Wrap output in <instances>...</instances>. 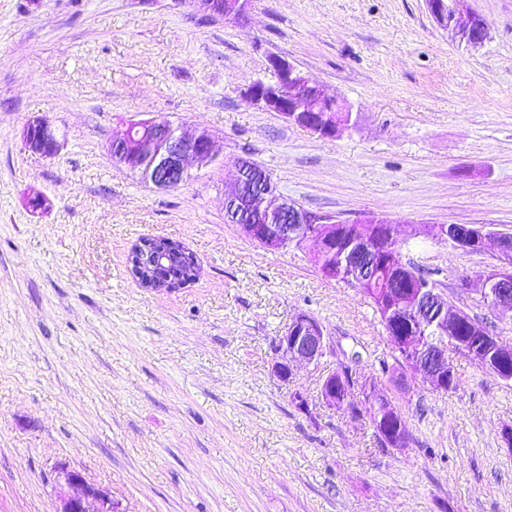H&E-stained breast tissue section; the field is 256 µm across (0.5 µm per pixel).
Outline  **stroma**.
<instances>
[{
    "label": "stroma",
    "mask_w": 512,
    "mask_h": 512,
    "mask_svg": "<svg viewBox=\"0 0 512 512\" xmlns=\"http://www.w3.org/2000/svg\"><path fill=\"white\" fill-rule=\"evenodd\" d=\"M458 9L486 21L481 46L425 0H254L240 22L192 0H0V512H55L61 467L126 512H512V382L454 351L456 390L396 389L358 289L322 277L311 249L269 252L224 220L245 158L310 212L512 233V0ZM274 53L357 128L323 138L251 105ZM41 116L59 132L50 159L23 143ZM156 116L207 129L216 161L168 190L115 164L112 137ZM147 237L188 248L196 280L142 287L130 257ZM406 257L512 345V318L466 288L494 250L419 237ZM301 313L334 351L284 382L275 340ZM343 361L401 411L404 453L368 412L321 403Z\"/></svg>",
    "instance_id": "1"
}]
</instances>
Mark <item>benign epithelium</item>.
<instances>
[{"instance_id": "1", "label": "benign epithelium", "mask_w": 512, "mask_h": 512, "mask_svg": "<svg viewBox=\"0 0 512 512\" xmlns=\"http://www.w3.org/2000/svg\"><path fill=\"white\" fill-rule=\"evenodd\" d=\"M434 21L444 30H449L470 46H477L487 37L488 26L479 16H472L462 22L458 17L459 0H425ZM199 9L229 21L246 18L252 0H193ZM268 68L275 74L276 81L251 82L245 97L254 106L268 112H275L290 123L305 127L314 133L331 138L339 134L344 125H354L349 120L327 121L325 113L339 110L351 111L350 106L339 105V100L325 95L320 84L288 59L271 54L267 59ZM25 147L43 158L56 155L59 144L53 123L44 117L27 123L23 131ZM109 152L114 163L123 165L139 174L158 189H170L187 176L191 167H208L215 161L213 138L200 129L188 132L166 119L151 118L128 124L125 131L112 139ZM230 190L224 194V210L227 222L239 227L248 239L269 251H280L290 244L305 245L313 240L318 251L324 252L336 241L341 221L328 214L306 211L276 192L270 184L268 174L256 167L249 169L245 160H238L229 175ZM249 214L257 220L245 224L242 214ZM386 217L369 215L357 222L352 230L348 246V279L353 285L367 280L374 271L375 263L383 250L380 244L397 238V232L390 229L378 232L376 225L390 224ZM414 235H428L432 238L448 236L451 246L467 252H482L492 247L496 250L500 266L481 275L474 289L480 299L491 302L495 309L512 313V234L501 232L488 225L454 224L448 228L434 226L431 232L419 225ZM134 275L147 288L170 287L154 263H134ZM413 289L402 288L392 293L393 309L403 318L423 321L431 319L435 335L443 340H452L461 350L468 349V341L459 337L462 330V313L448 303L436 288L419 291L413 304L407 297ZM488 346L495 352L494 361L485 364L491 370L512 355V347L499 340L485 337ZM331 350V341L322 324L314 317L300 313L288 324L275 343L274 372L288 380L292 372L301 367H318ZM423 363L417 372H408L404 384L428 383L437 390L448 387V376L452 362L448 358V347L441 343L428 344L422 349ZM56 482L61 487L59 504L55 512H127L122 503L108 491L87 483L77 472L60 469Z\"/></svg>"}]
</instances>
